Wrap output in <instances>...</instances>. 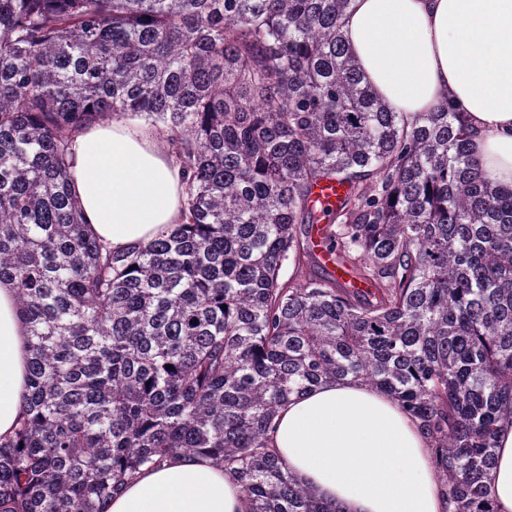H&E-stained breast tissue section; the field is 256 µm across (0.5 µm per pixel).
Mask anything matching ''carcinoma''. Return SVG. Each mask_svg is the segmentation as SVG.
Listing matches in <instances>:
<instances>
[{"mask_svg":"<svg viewBox=\"0 0 512 512\" xmlns=\"http://www.w3.org/2000/svg\"><path fill=\"white\" fill-rule=\"evenodd\" d=\"M350 4L0 0V280L30 336L0 512H103L179 453L232 472L251 512H338L267 433L291 395L348 378L419 421L453 512H496L512 186L486 177L448 96L414 117L377 97ZM116 112L162 123L188 173L183 223L121 251L68 177L76 135ZM323 181L347 193L322 216ZM324 216L363 287L280 279L316 259L302 227Z\"/></svg>","mask_w":512,"mask_h":512,"instance_id":"1","label":"carcinoma"}]
</instances>
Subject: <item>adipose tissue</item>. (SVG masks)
Instances as JSON below:
<instances>
[{"label": "adipose tissue", "instance_id": "ef3b65f1", "mask_svg": "<svg viewBox=\"0 0 512 512\" xmlns=\"http://www.w3.org/2000/svg\"><path fill=\"white\" fill-rule=\"evenodd\" d=\"M347 45L394 111H431L449 95L486 175L512 186V0H352ZM72 186L91 231L113 249L147 244L181 221L182 171L139 127L114 118L72 144ZM29 335L16 288L0 282V436L28 393ZM294 479L340 512H446L417 421L371 385L329 380L291 396L268 434ZM512 512V418L497 430L486 483ZM105 512H249L235 475L177 454L128 482Z\"/></svg>", "mask_w": 512, "mask_h": 512}]
</instances>
